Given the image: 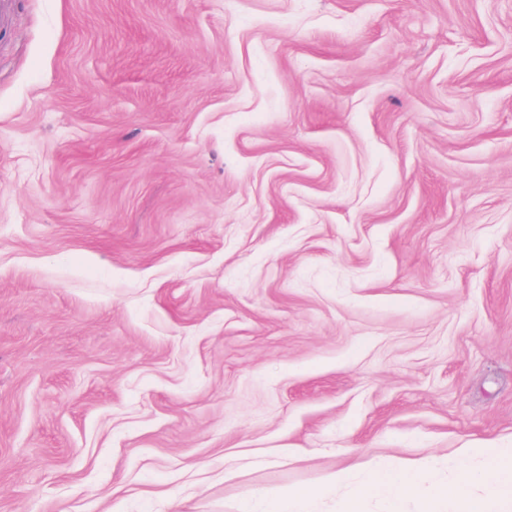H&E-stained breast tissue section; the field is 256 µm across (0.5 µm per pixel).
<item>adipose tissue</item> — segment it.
Here are the masks:
<instances>
[{"instance_id":"ef3b65f1","label":"adipose tissue","mask_w":512,"mask_h":512,"mask_svg":"<svg viewBox=\"0 0 512 512\" xmlns=\"http://www.w3.org/2000/svg\"><path fill=\"white\" fill-rule=\"evenodd\" d=\"M474 456L473 449L460 450L455 464L464 469L465 476L450 486L433 480L431 462L396 466L383 458L373 459L367 463L365 479L346 503L345 512H360L362 501L367 497L382 498L389 506L388 512H398L401 499L408 494L420 496L421 512H435L436 502L450 496L456 500L457 512H490L491 503L512 499V473L489 482L482 481L479 471L470 467ZM348 480V474L340 471L317 486L270 492L268 512H308L313 500L345 485ZM478 482L483 485V495L479 498L470 492L471 485Z\"/></svg>"}]
</instances>
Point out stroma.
Returning a JSON list of instances; mask_svg holds the SVG:
<instances>
[{
  "mask_svg": "<svg viewBox=\"0 0 512 512\" xmlns=\"http://www.w3.org/2000/svg\"><path fill=\"white\" fill-rule=\"evenodd\" d=\"M491 444L512 0H0V512Z\"/></svg>",
  "mask_w": 512,
  "mask_h": 512,
  "instance_id": "1",
  "label": "stroma"
}]
</instances>
